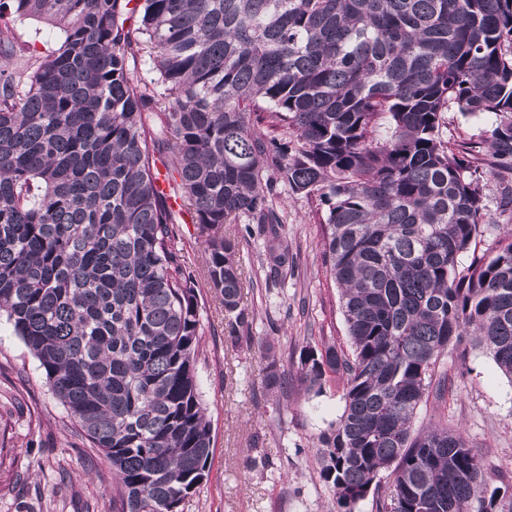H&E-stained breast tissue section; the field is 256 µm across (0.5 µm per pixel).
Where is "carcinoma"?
I'll return each instance as SVG.
<instances>
[{
  "instance_id": "obj_1",
  "label": "carcinoma",
  "mask_w": 512,
  "mask_h": 512,
  "mask_svg": "<svg viewBox=\"0 0 512 512\" xmlns=\"http://www.w3.org/2000/svg\"><path fill=\"white\" fill-rule=\"evenodd\" d=\"M26 18L60 45L37 54L13 31ZM451 109L491 125L450 148ZM159 161L235 345L241 241L262 237L286 278L277 184L318 202L351 351L303 346L296 381L343 382L317 444L338 512L372 490L377 512H494L462 432L411 426L448 390L450 346L512 381V225L484 220V177H512V0H0V315L112 466L116 512H182L213 455ZM263 371L288 393L269 347Z\"/></svg>"
}]
</instances>
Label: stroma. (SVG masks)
I'll use <instances>...</instances> for the list:
<instances>
[{
	"mask_svg": "<svg viewBox=\"0 0 512 512\" xmlns=\"http://www.w3.org/2000/svg\"><path fill=\"white\" fill-rule=\"evenodd\" d=\"M282 208L296 257L293 277L268 279L262 242L240 247L251 343L231 344L219 299L205 281L197 283L203 347L197 379L214 451L208 480L183 512H336L315 442L343 412L341 388L332 384L314 395L292 384L283 395L263 381V342L288 371L304 345H348L315 204L288 191ZM442 363L448 391L419 407L413 431L439 420L462 430L485 463L490 487L512 486V381L472 346L448 351ZM258 435L265 442L256 448ZM111 480L108 461L71 423L38 361L1 318L0 512H112Z\"/></svg>",
	"mask_w": 512,
	"mask_h": 512,
	"instance_id": "35a3bbf8",
	"label": "stroma"
}]
</instances>
